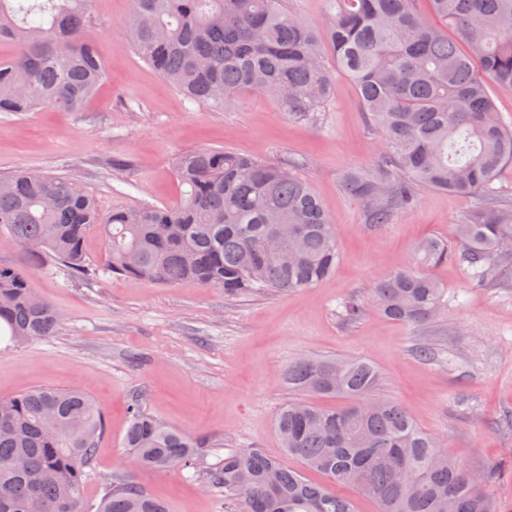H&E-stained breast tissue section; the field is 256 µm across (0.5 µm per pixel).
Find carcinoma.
I'll return each instance as SVG.
<instances>
[{"label":"carcinoma","instance_id":"carcinoma-1","mask_svg":"<svg viewBox=\"0 0 512 512\" xmlns=\"http://www.w3.org/2000/svg\"><path fill=\"white\" fill-rule=\"evenodd\" d=\"M328 8L320 31L288 0H133L122 34L190 102L212 110L261 93L307 120L331 99L336 72L351 78L383 131L376 167L341 176L344 192L365 204L367 223H390L423 188L474 200L456 225L459 248L427 238L415 265L373 288L384 316L422 325L447 293L428 268L458 261L475 285L512 278V208L497 204L493 187L512 163V125L488 93L491 83L512 86V0H328ZM91 21V0H0V44L15 49L0 60V112L86 111L107 76L82 39ZM174 170L184 187L177 204L108 214L68 176L18 171L0 177V228L23 248L39 245L28 255L54 257L68 277L84 273L94 228L107 249L104 273L192 280L229 297L312 288L336 268L335 224L291 163L202 148L176 158ZM338 307L355 321L365 303L347 298ZM0 320L12 340L26 342L54 335L59 313L38 297L28 269L0 264ZM287 380L346 403L293 402L281 411L277 432L295 467L257 448L224 456L209 483L238 512H358L355 492L377 512H497L487 492L492 471L476 484L407 408L367 399L378 380L367 361L303 359ZM105 428L103 412L79 390L39 387L0 399V512H168L132 476L106 488L98 505L86 503V468ZM124 446L139 470L170 471L193 466L199 442L134 404Z\"/></svg>","mask_w":512,"mask_h":512}]
</instances>
